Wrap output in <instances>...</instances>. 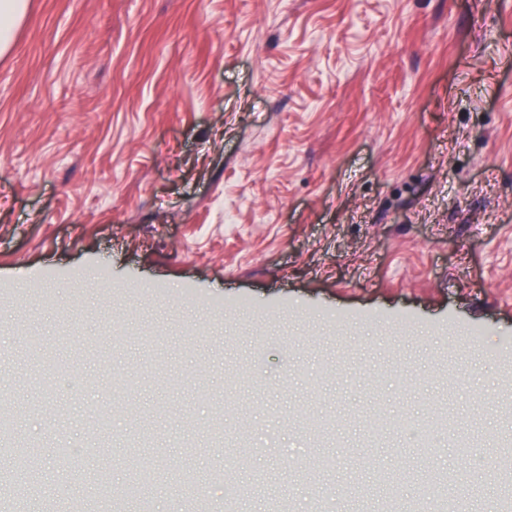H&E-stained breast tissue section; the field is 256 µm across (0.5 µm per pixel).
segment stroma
Masks as SVG:
<instances>
[{
	"instance_id": "stroma-1",
	"label": "stroma",
	"mask_w": 512,
	"mask_h": 512,
	"mask_svg": "<svg viewBox=\"0 0 512 512\" xmlns=\"http://www.w3.org/2000/svg\"><path fill=\"white\" fill-rule=\"evenodd\" d=\"M117 371L157 436L115 414L101 457L83 418ZM443 400L452 428L407 443ZM0 403L40 448L23 480L0 461L25 512H112L97 487L156 459L154 512L218 471L235 512H381L353 497L385 478L403 508L437 474L464 512L504 498L512 0H28L0 54Z\"/></svg>"
}]
</instances>
